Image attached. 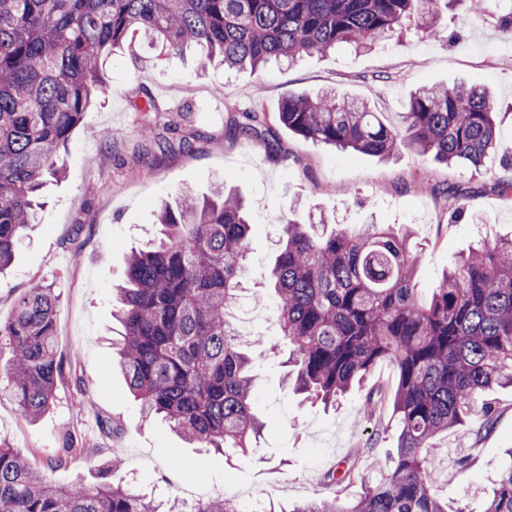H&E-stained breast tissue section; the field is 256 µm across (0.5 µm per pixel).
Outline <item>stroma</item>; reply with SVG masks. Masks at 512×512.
<instances>
[{
  "label": "stroma",
  "instance_id": "1",
  "mask_svg": "<svg viewBox=\"0 0 512 512\" xmlns=\"http://www.w3.org/2000/svg\"><path fill=\"white\" fill-rule=\"evenodd\" d=\"M439 34L430 37L417 19L402 34L371 51L339 49L294 64L270 63L258 71L200 70L188 53L146 64L151 51L140 38L126 42L106 64L107 85L73 131L63 157L64 175L49 187L47 204L12 266L0 277V323L32 279L61 292L56 350L65 374L56 402L42 419L20 418L4 374L10 352L0 347V441L27 453L34 466L59 484H136L142 493L164 488L204 487L213 495L249 491L274 504L348 495L382 473V462L398 445L399 425L390 412L366 421V399H388L397 384L389 363L379 364L363 383L333 406L294 394L284 383L288 345L280 335L271 303L249 325V340L263 339L264 357L254 369L255 407L264 424L257 448L224 457L185 443L167 423L148 419L128 393L112 354L121 326L112 317V289L125 279L126 259L143 248L156 228L160 204L189 188L209 195L226 184L245 202L254 231L249 245L248 293L269 288V270L280 235L278 217L324 214L355 229L364 224L410 228L424 252L416 286L429 300L444 270L484 238L512 231V193L496 182L512 178L500 168L476 171L447 165L412 149L383 159L339 151L277 127L281 153L271 157L263 142L230 134L236 112L260 104L275 113L289 93L333 90L367 103L389 126H399L410 93L423 86L463 80L493 92L500 140L512 149V33L488 18L474 17L466 0L441 11ZM147 87L159 110L157 129L194 142L191 152H159L146 146L143 117L131 108L139 87ZM117 131L101 143L96 131ZM463 190L468 210L462 223L448 221L447 189ZM489 414H476L441 434L429 457L437 489L450 512L461 505L481 512L496 481L505 449L512 447V389L486 394ZM116 420L117 435L102 432L100 419ZM84 455L56 464L69 439ZM117 449L123 464L111 470L100 451ZM470 457L467 469L457 461ZM185 467L171 469V458ZM358 461L353 482H328L325 471L345 459Z\"/></svg>",
  "mask_w": 512,
  "mask_h": 512
}]
</instances>
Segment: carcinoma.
Segmentation results:
<instances>
[{"label":"carcinoma","mask_w":512,"mask_h":512,"mask_svg":"<svg viewBox=\"0 0 512 512\" xmlns=\"http://www.w3.org/2000/svg\"><path fill=\"white\" fill-rule=\"evenodd\" d=\"M477 17L512 30V0H483ZM438 34L437 0H0V271L34 222L46 178L58 179L61 152L104 90L103 64L141 33L163 51L197 48L206 61L260 69L339 47L370 50L411 16ZM134 108L156 112L141 87ZM341 150L393 156L403 147L474 170L499 157L495 112L486 89L464 81L411 93L403 125L389 127L358 100L332 91L287 94L271 118L237 113L233 134L280 145L270 120ZM142 136L164 153L173 142L147 124ZM160 237L127 258L117 289L124 332L118 364L142 413L165 420L183 439L221 454L254 446L262 424L251 370L257 355L241 347L232 310L243 289L251 224L243 203L224 187L157 216ZM279 249L269 277L287 378L298 393L336 403L381 362L397 372L389 400L400 428L385 473L352 496L319 498L266 512H448L433 491L426 454L442 433L485 410L483 395L512 387V236L485 240L460 256L431 299L416 295L421 253L408 229L368 224L327 229L326 217L303 224L280 218ZM54 284L35 280L0 324L11 363L6 372L18 415L38 420L53 407L63 365L56 357ZM0 512H183L164 496L127 486L53 482L16 448L0 444ZM194 512H252L218 495ZM482 512H512V448Z\"/></svg>","instance_id":"cac0c4a2"}]
</instances>
